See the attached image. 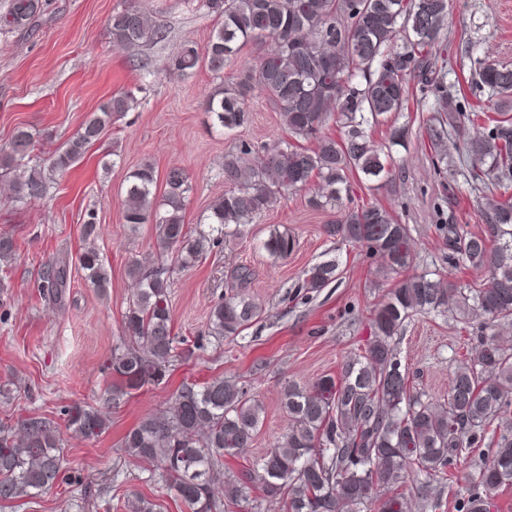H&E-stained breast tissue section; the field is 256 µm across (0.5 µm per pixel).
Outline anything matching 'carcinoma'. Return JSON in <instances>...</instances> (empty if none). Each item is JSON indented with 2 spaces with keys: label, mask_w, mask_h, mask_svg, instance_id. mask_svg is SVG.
Wrapping results in <instances>:
<instances>
[{
  "label": "carcinoma",
  "mask_w": 512,
  "mask_h": 512,
  "mask_svg": "<svg viewBox=\"0 0 512 512\" xmlns=\"http://www.w3.org/2000/svg\"><path fill=\"white\" fill-rule=\"evenodd\" d=\"M449 0H205L218 26L203 48L186 42L169 69L184 73L206 68L224 79V68L250 46L253 58L240 65L235 82L221 83L206 97L205 111L231 132L249 120V100L264 96L277 109L288 138L255 149L242 143L224 153L221 176L228 189L210 205L208 229H191L184 211L191 185L185 171H167L163 196L156 197L157 174L143 162L127 177L122 202L124 223L155 225L157 264L129 270L135 281L124 315L127 341L112 351L107 370L113 383L107 404L150 383L162 381L167 363L191 355L188 340L173 333L169 306L172 266L205 260L230 235L252 224L281 197L313 187L305 199L314 211L334 219L322 226L327 238L359 245L378 258V272L395 277L369 319L363 347L349 352L338 374L309 386L288 383L280 403L288 429L255 464L225 482L226 504L215 498L223 458L248 448L262 425L263 403L234 380L214 378L202 385L184 383L167 406L144 418L123 438L132 457L159 467V477L189 512H217L277 500L283 512H408L410 494L422 507L439 508L429 491L455 495L457 512H495L494 497L512 488V68L491 61L470 44L468 83L495 98L496 117L469 112L445 84L448 64ZM42 0H11L0 27H30ZM108 25L114 45L132 49L163 38L150 9L134 5L113 14ZM274 48L266 50V41ZM431 92L441 113L426 123L435 152L434 165L450 162L463 181L451 178L448 192L482 200L483 224L472 232L448 217L441 225L448 266L481 275L482 283L447 282L440 274L416 272L409 225L375 203L355 202L350 175L357 172L378 187L396 181L393 148L406 147L408 127L398 123L407 109L411 84ZM138 99L121 91L93 113L65 149L47 163L33 161L35 139L25 127L0 148V176L9 185L6 202L22 206L46 197L57 178L86 148L99 141L112 118L135 109ZM340 138L325 134L328 124ZM388 137L377 144L373 128ZM462 138L457 159L447 160L448 137ZM101 225L90 211L83 222L80 269L102 292L110 275L97 247ZM262 247L276 259L296 248L288 230L274 228ZM16 256V241L0 235V265ZM335 257L303 271L299 288L318 294L334 282ZM43 294L59 299L69 287L67 270L42 272ZM262 306L234 288L212 305L209 335H239L260 319ZM456 317L458 331L475 336L469 360L457 365L448 392L434 398L415 385L403 365L398 338L418 315ZM66 427L88 441L109 429L94 405L75 403L66 410ZM480 450L464 490L453 489L452 465ZM64 468L58 427L45 418L0 421V501L34 495L55 486ZM129 512H158V504L136 496Z\"/></svg>",
  "instance_id": "carcinoma-1"
}]
</instances>
